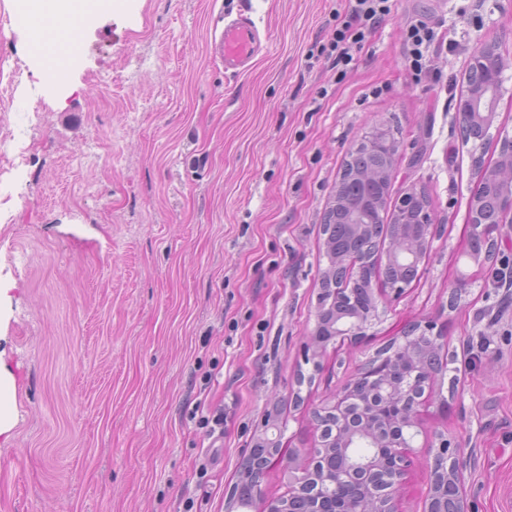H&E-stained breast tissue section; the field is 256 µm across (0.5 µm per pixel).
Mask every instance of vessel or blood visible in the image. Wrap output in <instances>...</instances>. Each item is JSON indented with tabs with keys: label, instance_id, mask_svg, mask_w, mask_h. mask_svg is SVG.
<instances>
[{
	"label": "vessel or blood",
	"instance_id": "b4317fda",
	"mask_svg": "<svg viewBox=\"0 0 512 512\" xmlns=\"http://www.w3.org/2000/svg\"><path fill=\"white\" fill-rule=\"evenodd\" d=\"M207 49L213 60L223 63L225 75L235 77L248 72L266 46L251 14L228 20L219 11L210 16Z\"/></svg>",
	"mask_w": 512,
	"mask_h": 512
}]
</instances>
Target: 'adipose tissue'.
Listing matches in <instances>:
<instances>
[{
  "label": "adipose tissue",
  "instance_id": "adipose-tissue-1",
  "mask_svg": "<svg viewBox=\"0 0 512 512\" xmlns=\"http://www.w3.org/2000/svg\"><path fill=\"white\" fill-rule=\"evenodd\" d=\"M113 0H34L25 27L34 49L73 53L82 45L84 25L97 13L111 9Z\"/></svg>",
  "mask_w": 512,
  "mask_h": 512
}]
</instances>
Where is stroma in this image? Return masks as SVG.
<instances>
[{
    "instance_id": "obj_1",
    "label": "stroma",
    "mask_w": 512,
    "mask_h": 512,
    "mask_svg": "<svg viewBox=\"0 0 512 512\" xmlns=\"http://www.w3.org/2000/svg\"><path fill=\"white\" fill-rule=\"evenodd\" d=\"M212 2L123 0L55 77L25 47L17 0H0V135L28 148L0 175V358L17 386L0 512H229L269 418L281 436L254 492L266 506L319 445L313 411L429 319L448 369L418 409L394 508L427 512L446 438L471 512H512V223L493 261L470 260V197L498 151L463 143L456 109L473 52L496 42L490 134L512 136V0H393L342 79L318 49L347 0H222L266 38L239 77L206 55ZM415 20L436 33L421 82L404 46ZM375 123L397 143L390 200L425 191L435 236L399 299L373 279L368 339L330 342L312 366L323 215ZM300 371L312 383L296 386ZM200 401L223 435L191 419Z\"/></svg>"
}]
</instances>
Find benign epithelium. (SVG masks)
Masks as SVG:
<instances>
[{"label":"benign epithelium","mask_w":512,"mask_h":512,"mask_svg":"<svg viewBox=\"0 0 512 512\" xmlns=\"http://www.w3.org/2000/svg\"><path fill=\"white\" fill-rule=\"evenodd\" d=\"M357 147L369 151H386L396 155V142L381 126L374 125L362 135ZM499 152L498 168L492 171V180H503V172L512 170V138L496 140ZM485 185V175L471 195L469 219L472 234L476 238L492 242V233L500 225L512 223V193L501 197L495 208V219L487 221L477 204L479 190ZM421 192L410 189L399 199L396 210L412 215L410 226L423 229V236L412 241L401 233L395 244L386 251V263L398 262L412 267L426 256L433 240L434 217L428 204L419 205ZM368 267L366 254L358 252L343 258L336 272H322L321 279L336 277L332 288L349 294L355 281ZM369 319L356 313L350 321H342L332 328V339L361 344L367 338ZM435 323L431 320L418 322L409 327L403 341L394 345L390 353L374 356L361 368L358 376L349 384L336 390L320 407L318 413L336 417L339 429L330 443H322L321 453L313 458L302 459L288 466V471L298 475L315 473L325 486L337 487L346 483H368L377 473L382 474L383 484L371 490L368 497L346 512H394L395 492L400 488L403 476L412 465V445L409 430L416 423L417 407L425 387L432 384L427 377L416 344L423 338L438 339L433 334ZM319 327H314L309 342L304 346L305 363L318 368L316 358L322 342L318 339ZM365 438L376 449V454L361 461L349 459L352 442ZM432 482L427 512H470L458 474L456 452L451 442L443 438L431 466ZM300 485L290 484L288 495L276 501L275 512H325L322 498L313 492L305 499H297Z\"/></svg>","instance_id":"obj_1"}]
</instances>
